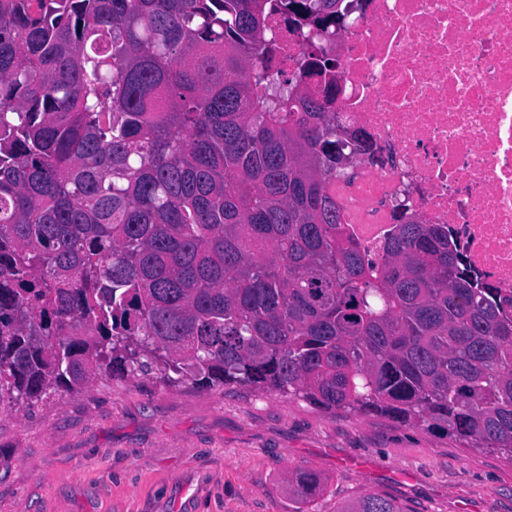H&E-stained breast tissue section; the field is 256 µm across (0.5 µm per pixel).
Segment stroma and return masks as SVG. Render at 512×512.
<instances>
[{
	"label": "stroma",
	"mask_w": 512,
	"mask_h": 512,
	"mask_svg": "<svg viewBox=\"0 0 512 512\" xmlns=\"http://www.w3.org/2000/svg\"><path fill=\"white\" fill-rule=\"evenodd\" d=\"M300 470L323 491L289 493ZM368 493L402 512H512V462L379 413L153 374L0 403V512H339Z\"/></svg>",
	"instance_id": "35a3bbf8"
}]
</instances>
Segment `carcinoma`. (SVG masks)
Listing matches in <instances>:
<instances>
[{
  "label": "carcinoma",
  "mask_w": 512,
  "mask_h": 512,
  "mask_svg": "<svg viewBox=\"0 0 512 512\" xmlns=\"http://www.w3.org/2000/svg\"><path fill=\"white\" fill-rule=\"evenodd\" d=\"M339 2L0 0V399L155 370L512 461V294L403 212L363 247L329 193L336 59L311 37L270 78L274 18L321 35Z\"/></svg>",
  "instance_id": "cac0c4a2"
}]
</instances>
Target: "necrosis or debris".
Returning <instances> with one entry per match:
<instances>
[{
  "label": "necrosis or debris",
  "mask_w": 512,
  "mask_h": 512,
  "mask_svg": "<svg viewBox=\"0 0 512 512\" xmlns=\"http://www.w3.org/2000/svg\"><path fill=\"white\" fill-rule=\"evenodd\" d=\"M342 2L336 119L373 143L330 185L344 223L375 251L403 204L512 293V0Z\"/></svg>",
  "instance_id": "obj_1"
}]
</instances>
